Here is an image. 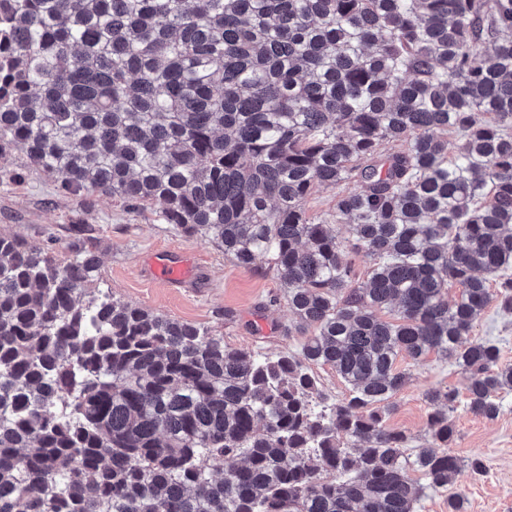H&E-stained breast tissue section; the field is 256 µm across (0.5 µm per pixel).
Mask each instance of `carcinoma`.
I'll return each mask as SVG.
<instances>
[{
	"instance_id": "carcinoma-1",
	"label": "carcinoma",
	"mask_w": 512,
	"mask_h": 512,
	"mask_svg": "<svg viewBox=\"0 0 512 512\" xmlns=\"http://www.w3.org/2000/svg\"><path fill=\"white\" fill-rule=\"evenodd\" d=\"M15 147L67 194L267 260L302 340L262 357L87 298L92 251L59 264L1 234L0 512H415L460 470L456 395L426 393L407 453L398 358L453 360L477 417L512 391L471 338L491 300L512 312V279L488 285L512 267V0H0ZM310 372L319 382V387L327 394L329 401H342L349 396L348 386L328 365H310Z\"/></svg>"
}]
</instances>
